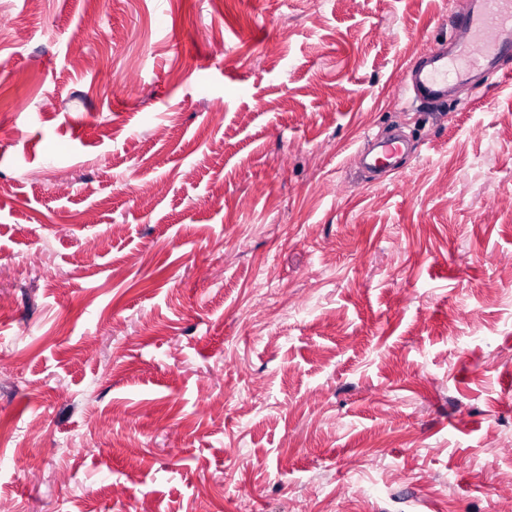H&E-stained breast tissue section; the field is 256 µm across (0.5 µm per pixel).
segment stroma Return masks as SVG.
I'll list each match as a JSON object with an SVG mask.
<instances>
[{"instance_id":"obj_1","label":"stroma","mask_w":512,"mask_h":512,"mask_svg":"<svg viewBox=\"0 0 512 512\" xmlns=\"http://www.w3.org/2000/svg\"><path fill=\"white\" fill-rule=\"evenodd\" d=\"M468 4L0 0V500L499 512L512 79L400 101ZM402 134H389L377 142L378 151L370 157L367 167L381 173L398 172L405 164L409 152Z\"/></svg>"}]
</instances>
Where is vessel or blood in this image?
<instances>
[{"mask_svg": "<svg viewBox=\"0 0 512 512\" xmlns=\"http://www.w3.org/2000/svg\"><path fill=\"white\" fill-rule=\"evenodd\" d=\"M477 3L475 9L449 14L451 52H429L404 72L405 89L419 107L433 111L447 107L449 82H467L473 73L512 75V70L503 66L504 60L512 58V0ZM408 156L404 136L390 134L378 141L368 167L396 172Z\"/></svg>", "mask_w": 512, "mask_h": 512, "instance_id": "1", "label": "vessel or blood"}]
</instances>
